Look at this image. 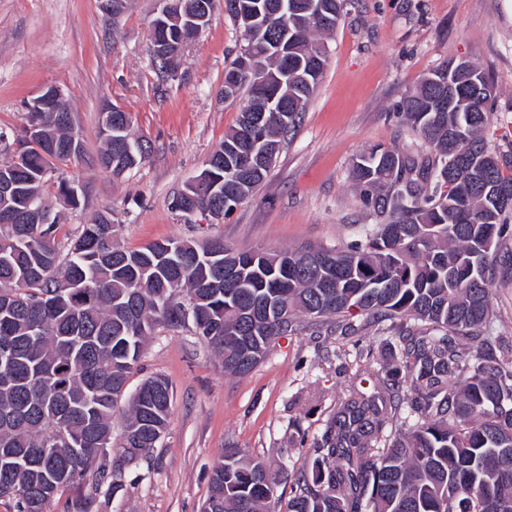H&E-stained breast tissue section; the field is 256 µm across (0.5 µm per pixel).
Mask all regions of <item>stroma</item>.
Wrapping results in <instances>:
<instances>
[{"label":"stroma","mask_w":512,"mask_h":512,"mask_svg":"<svg viewBox=\"0 0 512 512\" xmlns=\"http://www.w3.org/2000/svg\"><path fill=\"white\" fill-rule=\"evenodd\" d=\"M159 0H129L118 17L98 0H0V130L27 123V104L58 87L76 117L87 151L51 179L86 189L84 207H59L66 229L112 213L118 243L138 249L165 239L223 238L237 251L336 248L355 240L374 218L351 180L355 159L379 145L404 152L420 139L396 106L420 80L447 62L469 61L490 73L496 101L484 136L512 161V0H344L337 28L326 36L328 59L297 134L282 147L254 196L222 221L182 217L174 197L198 175L235 127L240 103L220 91L241 31L216 8L200 35L187 41L177 76L159 83L151 26ZM132 116L151 147L137 168L115 176L98 161L103 103ZM485 330L497 359H512V261L502 260L489 284ZM350 332L308 330L277 337L245 375L226 374L213 350L184 328L160 329L143 348L129 379L149 376L172 390L169 425L145 457L123 462L112 491L92 494L90 512H201L225 449L240 448L272 469L298 471L306 448L348 386L391 395L386 371L402 346L388 322L352 317ZM368 354L358 373V351Z\"/></svg>","instance_id":"stroma-1"}]
</instances>
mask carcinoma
<instances>
[{
	"instance_id": "carcinoma-1",
	"label": "carcinoma",
	"mask_w": 512,
	"mask_h": 512,
	"mask_svg": "<svg viewBox=\"0 0 512 512\" xmlns=\"http://www.w3.org/2000/svg\"><path fill=\"white\" fill-rule=\"evenodd\" d=\"M297 9L263 28H243L240 54L224 70L239 76L242 102L223 151L208 167L219 194L203 189L189 208L231 211L254 194L253 181L229 171L241 154L260 153L295 133L323 74L328 50L316 33L338 24L343 0H296ZM250 55L252 70L240 68ZM269 77L256 84L254 73ZM494 86L481 68L448 63L400 102V117L427 144L402 154L374 147L353 165L366 209L383 222L317 265L303 251L237 252L220 238L198 244L167 239L128 250L114 224L95 214L69 246L55 201L76 209L85 189L64 179L48 193L41 172L82 158L74 125L52 112L28 113L27 126L0 142L21 141L18 164L0 161L13 188L0 193V346L13 352L12 379L0 382V455L24 452L35 466H0V499L16 512H43L60 490L85 479L94 492L113 486L116 469L99 454L112 448V414L159 328L191 327L224 364L245 375L259 361L240 359L225 337L245 336L268 352L271 337L321 332L360 314L394 322L403 344L390 380L404 379L409 412L350 388L336 401L321 439L289 475L287 502L263 459L224 449L204 512H512V361L487 353L482 336L491 306L488 284L499 252L512 241V205L496 207L489 184L512 190V167L499 161L483 129ZM282 107L268 104L272 96ZM101 127L99 162L135 168L132 116ZM494 226L491 250L484 231ZM226 268L238 284L224 283ZM171 415L161 376L144 379L129 402L123 458L149 454Z\"/></svg>"
}]
</instances>
